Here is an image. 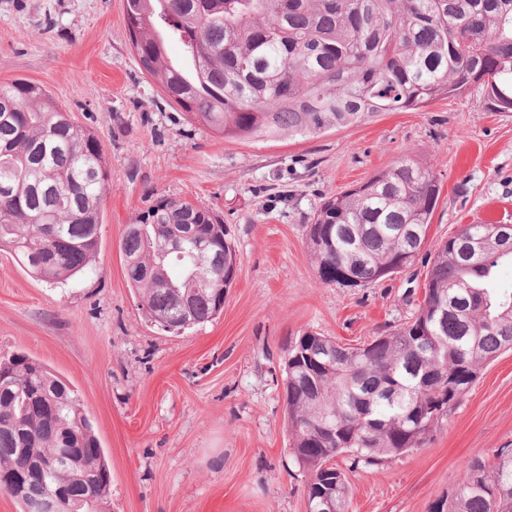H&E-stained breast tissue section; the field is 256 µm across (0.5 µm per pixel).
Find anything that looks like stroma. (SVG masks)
I'll return each mask as SVG.
<instances>
[{
  "label": "stroma",
  "mask_w": 512,
  "mask_h": 512,
  "mask_svg": "<svg viewBox=\"0 0 512 512\" xmlns=\"http://www.w3.org/2000/svg\"><path fill=\"white\" fill-rule=\"evenodd\" d=\"M125 0H0V84L44 86L109 162L93 264L60 284L0 250V352L38 359L77 390L108 461L110 512H305L288 449L281 357L304 332L359 346L423 297V262L366 287L324 285L306 226L324 200L410 155L440 197L429 231L512 224V112L481 87L315 138L227 139L192 127L141 71ZM163 197L228 225L237 277L213 321L152 322L125 277L127 224ZM512 448V351L481 370L421 447L380 465L338 456L346 512H433L475 459Z\"/></svg>",
  "instance_id": "obj_1"
}]
</instances>
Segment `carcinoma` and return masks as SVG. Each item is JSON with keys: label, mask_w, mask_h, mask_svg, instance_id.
Here are the masks:
<instances>
[{"label": "carcinoma", "mask_w": 512, "mask_h": 512, "mask_svg": "<svg viewBox=\"0 0 512 512\" xmlns=\"http://www.w3.org/2000/svg\"><path fill=\"white\" fill-rule=\"evenodd\" d=\"M141 70L191 124L226 138H314L381 112L421 108L478 85L512 111V0H126ZM180 47L183 62L172 59ZM109 178L97 136L40 84L0 85V247L38 280L85 270L99 243ZM440 196L409 155L327 198L307 226L320 281L365 287L410 268ZM205 246L169 252L184 230ZM125 272L141 309L177 329L212 321L236 279L238 254L203 203L163 198L127 225ZM512 260V230L464 224L429 255L409 321L356 347L305 332L282 356L289 448L311 481L345 503L336 465L379 464L418 448L480 369L512 350V290L492 287ZM65 458L49 487L110 512L112 479L77 391L22 352L0 355V475L23 455ZM434 512H512V448L468 463Z\"/></svg>", "instance_id": "obj_1"}]
</instances>
